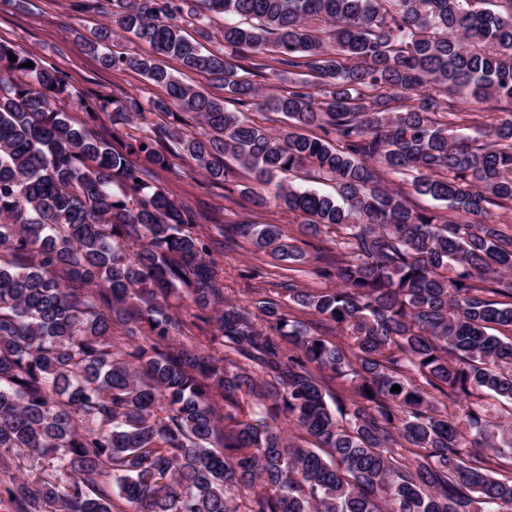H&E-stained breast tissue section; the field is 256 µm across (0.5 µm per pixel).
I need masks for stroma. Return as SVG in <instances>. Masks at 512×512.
Instances as JSON below:
<instances>
[{
    "instance_id": "obj_1",
    "label": "stroma",
    "mask_w": 512,
    "mask_h": 512,
    "mask_svg": "<svg viewBox=\"0 0 512 512\" xmlns=\"http://www.w3.org/2000/svg\"><path fill=\"white\" fill-rule=\"evenodd\" d=\"M79 0H27L17 6L15 0H0V40L11 43L21 53L35 55L41 63L65 74L81 93L105 98H121L139 90L163 95L161 87H147L144 78L132 71H114L103 67L84 50L79 36L105 20L107 4L100 0L96 9L83 10ZM153 185L173 199L187 205L198 216L202 231L211 238L223 235L225 224L246 219L257 224H278L289 235H296L294 215L276 207L253 209L240 196L225 198L224 187L211 183L192 160H177L174 170H154ZM213 257L224 270V286L239 301L251 298L255 288H273L280 281L281 268L270 257H257L247 244L219 248ZM262 266L263 278H252L254 266Z\"/></svg>"
}]
</instances>
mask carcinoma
<instances>
[{
  "label": "carcinoma",
  "instance_id": "carcinoma-1",
  "mask_svg": "<svg viewBox=\"0 0 512 512\" xmlns=\"http://www.w3.org/2000/svg\"><path fill=\"white\" fill-rule=\"evenodd\" d=\"M109 2L82 46L165 96L87 99L0 41L12 512H512V233L481 220L512 210V0ZM116 28L154 55L111 51ZM459 95L497 119L466 124ZM74 98L112 139L57 106ZM175 110L202 130L150 121ZM174 155L302 218L300 239L224 225L292 272L280 288L225 296L214 240L147 180ZM306 265L336 287H299ZM208 325V345L175 339Z\"/></svg>",
  "mask_w": 512,
  "mask_h": 512
}]
</instances>
